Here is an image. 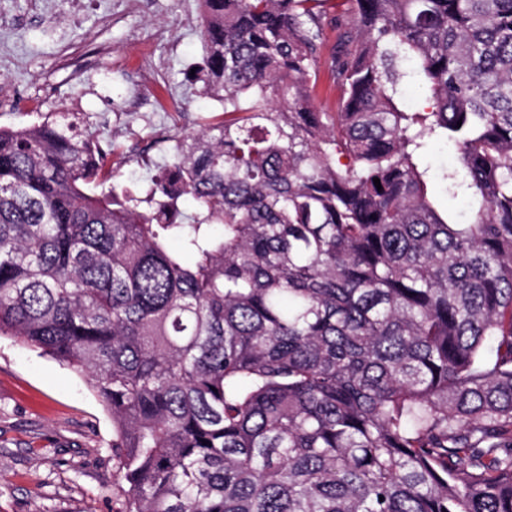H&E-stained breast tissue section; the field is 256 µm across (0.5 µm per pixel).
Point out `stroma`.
<instances>
[{
  "label": "stroma",
  "instance_id": "obj_1",
  "mask_svg": "<svg viewBox=\"0 0 512 512\" xmlns=\"http://www.w3.org/2000/svg\"><path fill=\"white\" fill-rule=\"evenodd\" d=\"M198 0H0V126L80 112L147 191L215 100L189 83ZM112 419L85 377L0 337V512H115Z\"/></svg>",
  "mask_w": 512,
  "mask_h": 512
}]
</instances>
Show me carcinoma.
Segmentation results:
<instances>
[{"label":"carcinoma","instance_id":"1","mask_svg":"<svg viewBox=\"0 0 512 512\" xmlns=\"http://www.w3.org/2000/svg\"><path fill=\"white\" fill-rule=\"evenodd\" d=\"M201 2L149 196L0 127V336L87 376L121 512H512V0Z\"/></svg>","mask_w":512,"mask_h":512}]
</instances>
